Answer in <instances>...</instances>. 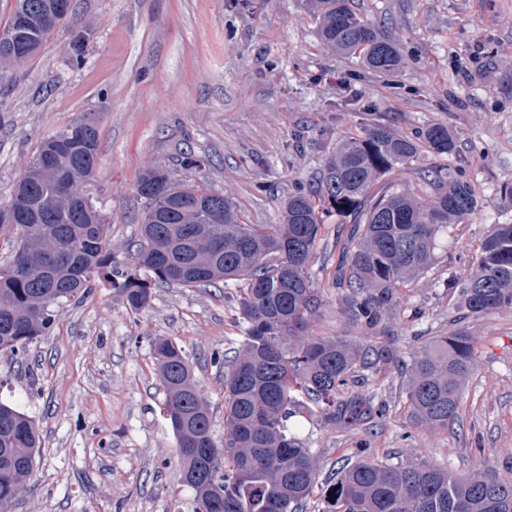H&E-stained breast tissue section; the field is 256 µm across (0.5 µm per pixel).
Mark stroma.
I'll list each match as a JSON object with an SVG mask.
<instances>
[{
    "label": "stroma",
    "instance_id": "obj_1",
    "mask_svg": "<svg viewBox=\"0 0 512 512\" xmlns=\"http://www.w3.org/2000/svg\"><path fill=\"white\" fill-rule=\"evenodd\" d=\"M402 54L378 74L325 46L312 0H72L71 17L41 52L0 69V202L40 142L95 113L100 162L81 189L109 225L114 252L132 263L146 166L228 196L246 224H276L290 193L314 183L336 142L377 103L398 130L440 123L453 156L422 154L398 189L420 194L422 169L458 167L482 206L442 238L438 263L403 290L398 361L363 371L384 415L351 427L304 415L320 478L348 460L428 461L512 476V310L467 318L476 369L454 430L414 424L406 360L422 337L447 333L459 311L446 283L468 269L491 225L512 223V0H356ZM198 166L184 167L185 154ZM339 217H326L310 269L322 284L311 324L321 336L366 339L327 287ZM235 286L157 288L132 310L106 282L68 305L28 357L0 352V399L34 420L42 441L12 512H193L161 407L152 351L163 337L193 353L195 379L216 419L224 375L212 350L239 347Z\"/></svg>",
    "mask_w": 512,
    "mask_h": 512
}]
</instances>
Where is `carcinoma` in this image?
I'll list each match as a JSON object with an SVG mask.
<instances>
[{
	"label": "carcinoma",
	"instance_id": "carcinoma-1",
	"mask_svg": "<svg viewBox=\"0 0 512 512\" xmlns=\"http://www.w3.org/2000/svg\"><path fill=\"white\" fill-rule=\"evenodd\" d=\"M53 3L13 0L0 46L41 50L67 19ZM313 4L325 45L359 55L373 72L400 69L402 56L384 24L367 20L355 0ZM422 151L453 156L456 139L439 123L404 133L383 118L369 120L336 142L312 186L288 196L280 224H244L228 198L148 167L135 186L145 208L129 266L112 252L109 224L80 189L99 161L97 118L85 113L40 143L0 203V236L11 242L0 261V352L25 353L100 277L132 310L146 306L157 287L240 282L234 301L242 347L231 357L210 355L224 369V435H215L186 351L167 339L153 343L180 472L199 473L190 485L195 512H304L317 492L322 512H512L511 477L459 475L426 461L348 462L321 483L311 448L290 424L309 403L331 426L383 414L374 395L343 393L357 369L398 360L391 313L399 288L434 269L439 238L481 203L458 170H421L424 197L397 189L390 176ZM327 213L353 220L330 286L345 290L342 313L351 324L385 338L379 345L310 332L321 294L309 269ZM448 292L464 315L411 357L406 383L414 420L442 430L457 422L476 367L474 338L462 320L512 310V224L491 225L467 275L448 277ZM39 448L34 421L0 401V512L31 476Z\"/></svg>",
	"mask_w": 512,
	"mask_h": 512
}]
</instances>
